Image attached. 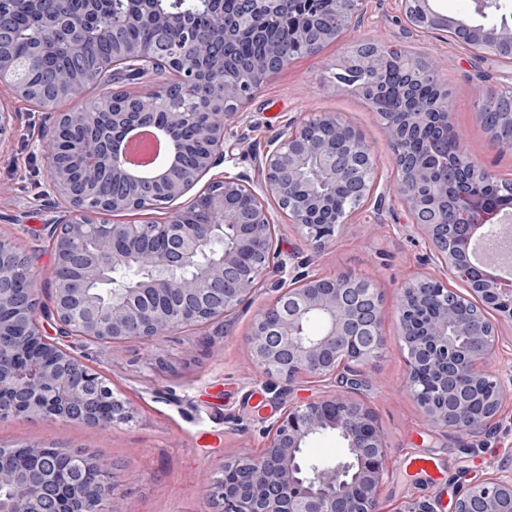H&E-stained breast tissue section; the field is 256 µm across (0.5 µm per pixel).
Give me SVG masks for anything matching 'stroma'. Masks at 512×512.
Here are the masks:
<instances>
[{
	"instance_id": "obj_1",
	"label": "stroma",
	"mask_w": 512,
	"mask_h": 512,
	"mask_svg": "<svg viewBox=\"0 0 512 512\" xmlns=\"http://www.w3.org/2000/svg\"><path fill=\"white\" fill-rule=\"evenodd\" d=\"M363 7L354 27L317 53L294 57L245 102L246 120L227 125L224 145L233 151L235 171L260 182L263 154L273 138L288 126L331 113L353 126L369 146L375 179L394 184L393 153L375 113L361 93L331 78L360 45L382 41L434 62L467 153L497 180L512 181V152L498 150L477 114L480 87H512V64L481 60L464 43L412 28L402 0H365ZM100 93L89 87L43 107L0 84V105L14 113L17 127L15 136L0 144V237L31 256L47 308L53 305L54 269L44 226L66 219L68 207L49 186L42 132L58 113L80 109ZM268 208L282 227L276 244L297 270L364 277L381 295L386 348L358 396L389 448L388 473L378 493L381 512H405L419 502L431 504L435 512H451L459 486L483 481L512 458V392L504 395L483 432L465 436L425 426L420 405L406 389L398 300L401 285L420 274L457 290L462 282L437 263L432 245L410 224L397 193H390L382 207L356 210L321 250L284 223L276 203ZM274 296L272 289H264L227 318L180 329L150 345L130 339L76 348V355L98 367L131 403L133 420L102 430L46 418L0 417V446L61 442L96 456L117 477L115 512H210L209 482L225 458L245 448L261 452L269 425L288 404L333 391L306 376L287 385L255 372L246 336L255 312ZM420 454L438 459L444 473L440 482L407 473V459Z\"/></svg>"
}]
</instances>
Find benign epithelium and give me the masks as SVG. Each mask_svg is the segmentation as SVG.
<instances>
[{"mask_svg":"<svg viewBox=\"0 0 512 512\" xmlns=\"http://www.w3.org/2000/svg\"><path fill=\"white\" fill-rule=\"evenodd\" d=\"M127 27L148 26L164 40L187 37L189 60L167 59L160 43H128L112 56L109 68L88 70L82 24L66 12L51 22L47 37L31 47L41 59L62 47L76 63L64 81L38 98L50 105L90 79L104 83L120 77L156 73L161 66L177 74L150 97L130 96V107L110 112H60L45 130L47 168L52 191L69 205V218L49 225L48 245L54 261V308L46 314L31 260L10 241L0 239V416L48 417L62 424L81 422L107 429L131 418L127 401L96 367L78 358L59 336L85 345L128 338L153 343L175 330L207 324L234 313L256 295L272 270L276 296L256 311L247 337L254 368L266 379L292 383L309 375L342 388L318 400L288 406L268 429L264 452L228 459L209 485L212 512H379L378 490L387 475L389 448L370 412L351 393L365 384L367 369L385 350L381 332V296L360 277L309 275L288 268L287 256L273 250L276 225L263 197L277 200L287 223L320 247L334 240L336 227L349 212L328 210L332 198L302 178L311 160L323 166L335 185L343 186L355 206L381 203L386 191L369 176L375 160L369 146L345 121L321 114L283 131L263 156V178L253 185L241 173L222 172L189 195L211 170L233 160L224 149V128L241 118L239 107L261 83L286 67L291 56L269 49L276 65H259L242 80L231 53L234 34L224 31V91L209 100L226 103L222 112H195L190 130L203 144L197 160L184 161L182 112L151 119L154 109L176 87L200 94L206 71L199 65L208 41L191 23L192 12L166 6L170 0H123ZM286 0H233L239 18L269 17ZM336 23L317 18L307 40L310 51L339 37L356 20L363 0H333ZM430 28L454 36L466 32L468 46L481 58L512 62V20L503 13L496 23L484 19L501 10L497 0H475L474 19L450 18L439 0H411ZM0 0V83L18 93L26 90L7 80L14 61L8 52L12 12ZM372 111L385 128L399 173L397 191L412 223L430 240L436 260L466 284L454 293L441 281L415 278L401 289L399 322L408 367L407 390L430 426L474 434L497 414L506 392L502 373L484 366L497 357L500 337L487 317L494 312L512 320V278L498 274L500 259L486 250L477 263L471 247L484 229L512 223L502 206L460 191L463 171L448 164V152L428 156L415 149L436 123L451 124L445 94L432 104L416 93L418 76L391 83L383 58L397 53L381 45ZM400 102L397 112L382 110L385 98ZM506 105L498 121L512 125V94L487 88L485 107ZM152 129L165 156L152 170L133 166L126 155L127 135ZM173 207L166 224H101L102 212ZM320 329L310 335V321ZM334 432L344 442V461L314 466L304 457L307 441ZM45 444H22L0 457V481L11 491L0 494V512H112L117 483L112 467L82 450L57 449L61 464L42 465ZM452 512H512V470L472 484L455 498Z\"/></svg>","mask_w":512,"mask_h":512,"instance_id":"1","label":"benign epithelium"}]
</instances>
